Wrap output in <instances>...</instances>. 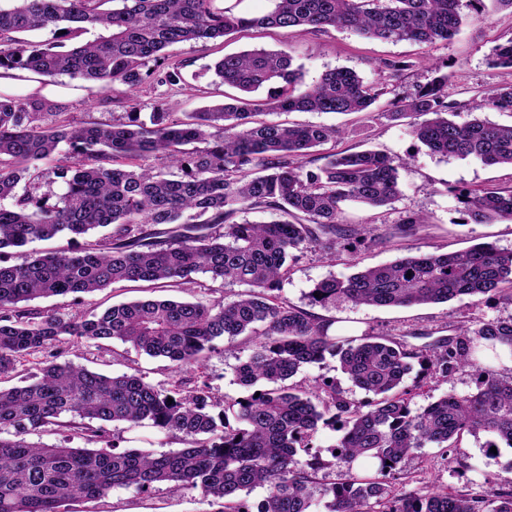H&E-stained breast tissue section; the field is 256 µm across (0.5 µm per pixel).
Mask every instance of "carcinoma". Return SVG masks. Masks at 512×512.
Instances as JSON below:
<instances>
[{"instance_id":"cac0c4a2","label":"carcinoma","mask_w":512,"mask_h":512,"mask_svg":"<svg viewBox=\"0 0 512 512\" xmlns=\"http://www.w3.org/2000/svg\"><path fill=\"white\" fill-rule=\"evenodd\" d=\"M473 0H273L252 16L220 7L222 0H6L0 5V77L68 76L93 91L124 87L128 111L110 123H75L47 112L37 95L0 93V251L24 248L67 232L105 229L102 242L77 251L32 249L12 265L0 259V380L26 356L51 360L27 384L0 389V512H70L72 502L98 499L115 488L147 492L166 484L197 490L218 512H251L241 498L267 488L260 512H313V484L323 465L312 439L319 424L342 431L333 450L337 482L320 490L324 512H512V491L483 495L430 488L396 498L391 479L418 448L463 453V435L486 434L485 447L512 449V375L488 359L512 353V317L478 320L443 341L409 347L370 333L337 336L333 322L279 295L293 252L313 249L331 260L339 239H359L364 224L342 221V206L388 207L400 196L399 168L378 150H345L307 157L342 135L334 126L256 123L263 112L363 113L382 90L355 71H325L311 85L285 49L226 54L214 66L236 90L224 102L171 118L164 105L141 119L139 93L148 83L175 86L179 67L163 50L171 44L223 38L253 28L324 31L343 28L382 41H447L460 30L464 2ZM110 3L112 8L101 6ZM108 35L72 48L31 41L27 32L61 31L73 39L90 28ZM491 63L512 69V38L496 46ZM430 81L391 102L390 115L409 119L414 138L431 151L512 168V125L474 114L453 119L452 74L436 66ZM266 97H259L261 89ZM512 112V84L472 102L471 109ZM65 153L55 177L64 188L43 190L36 162ZM26 180L28 190L17 195ZM467 221L512 218V187L464 194ZM256 207L282 214L267 224L235 216ZM247 286L231 302L139 300L100 313L63 319L26 307L37 298L93 294L122 281L197 284L196 275ZM498 297L512 303V252L480 244L459 252H422L367 267L345 279L325 278L307 299L325 306L401 307L447 303L457 297ZM119 340L172 363L174 373L199 368L218 338L244 336L251 355L236 369L238 383L258 392L218 401L207 387L183 389L178 379L160 390L137 371L105 375L54 349ZM338 360L354 386L373 395L355 403L329 381H292L327 358ZM419 365L425 380L448 382L469 370L477 391L449 392L411 407L405 379ZM221 407L218 415L211 408ZM68 421H62V418ZM187 447L153 454L137 448H71L34 444L31 431L67 425L87 442L106 437V425L144 422Z\"/></svg>"}]
</instances>
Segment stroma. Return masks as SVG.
Listing matches in <instances>:
<instances>
[{
  "mask_svg": "<svg viewBox=\"0 0 512 512\" xmlns=\"http://www.w3.org/2000/svg\"><path fill=\"white\" fill-rule=\"evenodd\" d=\"M459 33L450 41L434 44L387 42L370 39L347 29H328L303 35H287L278 29H254L224 41H199L174 44L167 49L169 59L177 64L183 80L179 86H151L141 95V112L149 114L157 100H165L174 117L193 112L224 99L225 87L216 82L213 64L224 55L252 48L288 49L294 66L300 67L306 83L318 81L329 69L347 67L365 81L383 82L385 92L372 107L370 119L353 115L321 112L266 113V122L323 124L343 129L336 150L373 148L387 152L398 160H406L408 168L400 172L401 195L389 207L373 209L358 203H347L342 218L349 224L368 227L365 240H341L336 244L334 260H324L319 253H298L288 281L280 295L293 305L307 307V293L327 277L343 279L356 267L389 263L396 258L420 252L440 250L455 252L477 244H490L503 252H512V219L490 224H469L455 192L459 189H491L512 185V169L490 167L474 158L446 157L431 152L415 139L407 120L389 116L393 96L410 95L417 85L432 77L431 67L447 64L453 73L448 87L449 101L458 103V121L469 118L473 99L494 88L512 83V70L495 68L489 63L494 47L512 38V11L495 5L494 0H476L465 9ZM398 60L409 63L401 80L383 81V62ZM37 92L52 105L82 121L111 122L113 114L123 107L115 99L112 87L101 85L87 91L82 81L60 76L38 84ZM427 215L428 224L413 234L400 233L398 225L409 212ZM168 291L146 282H120L92 294H67L34 300L33 308L53 311L68 319L109 305L144 297H164ZM316 315L332 320L333 332L358 336L368 331L373 335L425 344L427 338L451 336L455 328L479 319L512 317V304L497 300L478 301L462 296L446 303L406 308L355 306L337 302L328 307L313 308ZM251 343L245 338L234 342L219 339L203 367L185 373L187 387L207 385L216 397L239 398L247 391L236 381V368L250 354ZM64 359L90 370L118 375L138 369L147 381L159 388H169L172 367L168 360L152 358L118 341L99 344L63 343ZM411 389V405L419 409L436 401L447 392L466 395L475 391L476 376L469 371L456 373L448 382L421 380L419 372H411L405 381ZM109 436L120 448H137L146 452L182 448V441L170 438L150 426L135 429L125 423L108 426ZM485 434L467 436L462 454L456 455L438 447L420 448L402 464L400 476L392 484L394 496L419 493L430 487L463 490L484 494L488 487L502 491L512 489V449L490 452ZM71 512H217L195 491L171 493L159 484L148 493L135 488L112 490L105 497L71 504Z\"/></svg>",
  "mask_w": 512,
  "mask_h": 512,
  "instance_id": "35a3bbf8",
  "label": "stroma"
}]
</instances>
